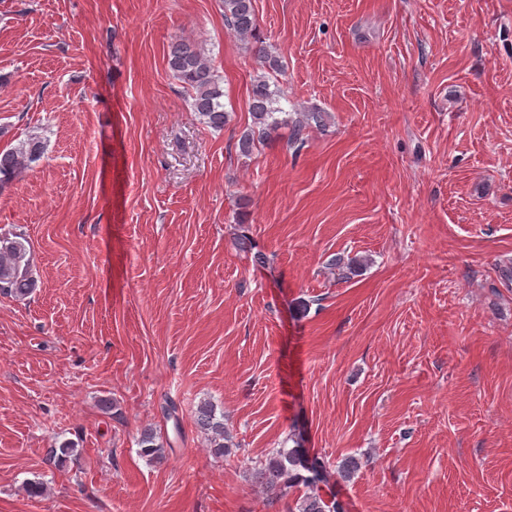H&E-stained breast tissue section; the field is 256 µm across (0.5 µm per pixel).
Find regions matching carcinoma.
<instances>
[{"label": "carcinoma", "mask_w": 512, "mask_h": 512, "mask_svg": "<svg viewBox=\"0 0 512 512\" xmlns=\"http://www.w3.org/2000/svg\"><path fill=\"white\" fill-rule=\"evenodd\" d=\"M255 0H223L224 21L246 44L251 46L259 62L261 73L253 76L249 90V112L253 125L244 130L238 140L239 152L250 154L256 142L272 138L283 124L278 117V91L271 88L268 74L281 72L282 65L277 56L260 41L259 23ZM167 66L173 76L190 92L192 111L196 112L207 126L222 130L230 121L224 110L223 80L215 70L205 51L185 39L173 40L167 53ZM326 113L303 112L292 125L291 140L303 143V132L315 125L325 123ZM45 143L38 135H31L17 147L0 151V186L8 184L20 174L32 168L44 154ZM364 261L358 257L348 259L336 257L338 276L349 280L359 273ZM36 288L33 260L27 241L17 235L0 234V294L22 298ZM196 423L207 436L209 448L219 457L229 452L230 436L224 427V417L216 415L210 403L198 406ZM141 452L152 460L164 459V444L156 435L146 431L140 439ZM252 481L268 490L284 492L301 483L307 492L295 501L289 512H342L335 501H327L318 493L319 484L325 480V466L316 458L309 457L300 445L292 448H276L264 460L248 467Z\"/></svg>", "instance_id": "obj_1"}]
</instances>
